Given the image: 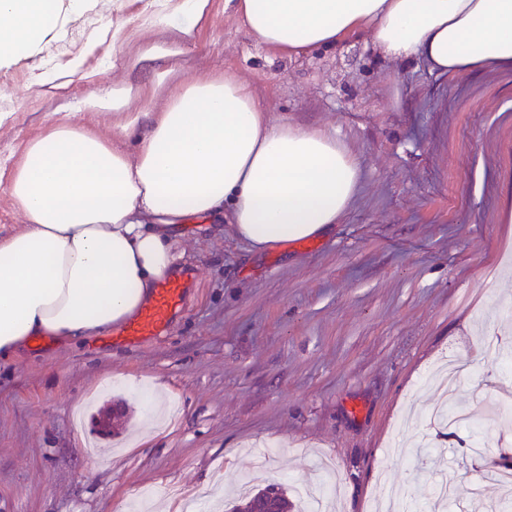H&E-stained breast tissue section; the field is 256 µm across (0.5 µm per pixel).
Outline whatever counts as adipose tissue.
Masks as SVG:
<instances>
[{
    "instance_id": "ef3b65f1",
    "label": "adipose tissue",
    "mask_w": 512,
    "mask_h": 512,
    "mask_svg": "<svg viewBox=\"0 0 512 512\" xmlns=\"http://www.w3.org/2000/svg\"><path fill=\"white\" fill-rule=\"evenodd\" d=\"M93 0H0V64L26 56ZM248 32L287 56L368 31L386 59L463 75L512 70V0H236ZM130 89L89 94L112 139L74 122L30 140L8 194L22 230L0 236V360L38 337L83 345L132 319L184 256L189 216L228 210L257 251L327 236L352 205L356 158L325 129L272 120L232 73L178 87L155 112ZM134 137L135 148L117 147Z\"/></svg>"
}]
</instances>
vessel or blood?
<instances>
[{
    "instance_id": "1",
    "label": "vessel or blood",
    "mask_w": 512,
    "mask_h": 512,
    "mask_svg": "<svg viewBox=\"0 0 512 512\" xmlns=\"http://www.w3.org/2000/svg\"><path fill=\"white\" fill-rule=\"evenodd\" d=\"M186 288L187 281L181 276L159 283L147 305L119 328V336L126 340H139L160 335L180 309Z\"/></svg>"
}]
</instances>
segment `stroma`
<instances>
[{
  "label": "stroma",
  "mask_w": 512,
  "mask_h": 512,
  "mask_svg": "<svg viewBox=\"0 0 512 512\" xmlns=\"http://www.w3.org/2000/svg\"><path fill=\"white\" fill-rule=\"evenodd\" d=\"M177 4L86 10L0 67V172L67 117L111 137V112L84 106L90 93L130 86L129 111L155 112L178 83L233 71L273 119L337 133L362 169L357 196L330 236L264 252L223 215L189 218L192 282L167 331L126 346L38 339L1 361L0 512H130L144 485L158 510L251 480L321 483L334 512H374L383 487L422 504L446 473L458 512L479 500L502 512L471 459L475 433L429 442L425 412L448 351L477 356L480 336L512 343V72L395 63L365 34L287 57L256 43L226 0L195 25ZM145 46L159 53L138 61ZM171 67L176 80L150 93ZM482 371L454 408L512 391V367ZM116 403L125 415L97 433L93 417Z\"/></svg>",
  "instance_id": "stroma-1"
}]
</instances>
